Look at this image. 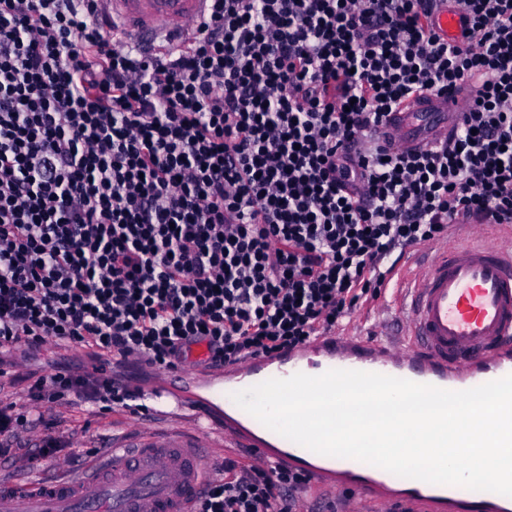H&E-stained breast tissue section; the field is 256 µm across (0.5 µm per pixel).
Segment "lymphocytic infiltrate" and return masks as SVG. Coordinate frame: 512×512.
I'll return each mask as SVG.
<instances>
[{
    "label": "lymphocytic infiltrate",
    "mask_w": 512,
    "mask_h": 512,
    "mask_svg": "<svg viewBox=\"0 0 512 512\" xmlns=\"http://www.w3.org/2000/svg\"><path fill=\"white\" fill-rule=\"evenodd\" d=\"M212 0L178 45L97 0H0V354L89 346L174 371L294 349L385 293L393 253L512 224V0ZM480 76L446 143L377 140L413 92ZM147 412L99 368L0 407V457L68 455V396ZM42 428L38 443L14 442ZM192 512H307L308 474L225 458ZM442 0L434 1L433 19L437 30L443 35L455 34L458 30V16L455 13L448 12L447 6L441 5Z\"/></svg>",
    "instance_id": "f902f5d3"
}]
</instances>
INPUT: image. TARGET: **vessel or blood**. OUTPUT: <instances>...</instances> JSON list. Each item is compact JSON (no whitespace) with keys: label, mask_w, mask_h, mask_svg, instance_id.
Listing matches in <instances>:
<instances>
[{"label":"vessel or blood","mask_w":512,"mask_h":512,"mask_svg":"<svg viewBox=\"0 0 512 512\" xmlns=\"http://www.w3.org/2000/svg\"><path fill=\"white\" fill-rule=\"evenodd\" d=\"M123 41L177 42L203 20L209 0H99ZM467 91L418 92L405 97L384 123L393 146L410 151L447 140L465 110ZM331 369L404 378L447 390H466L512 374V226L486 233L459 224L453 241L416 256L393 287L390 301L367 328L323 334L295 350L224 365L223 374L191 384L171 377L172 391L154 395L169 406L173 390L190 396L196 430L224 424V439L266 465L292 464L336 493L348 480L360 496L386 503L391 473L354 459L326 457L268 429L232 400V393L271 378ZM213 451L175 433L101 450L80 469L56 463L55 472L30 482L12 462V478L0 480V512H188L192 499L217 477ZM401 498L427 512L454 500L491 505L495 493L404 479Z\"/></svg>","instance_id":"obj_1"}]
</instances>
